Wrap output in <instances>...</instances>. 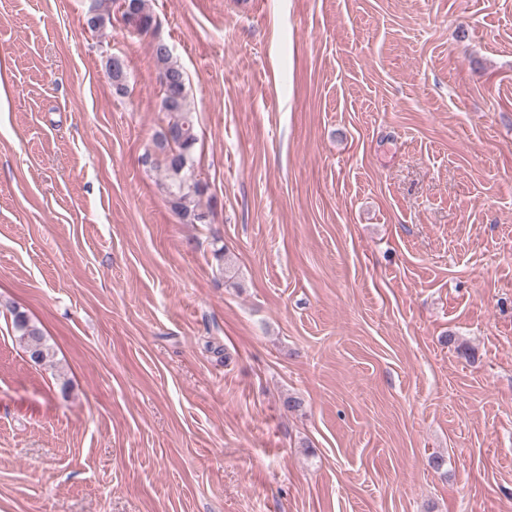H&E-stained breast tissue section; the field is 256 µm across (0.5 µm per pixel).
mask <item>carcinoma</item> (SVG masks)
Listing matches in <instances>:
<instances>
[{
	"label": "carcinoma",
	"mask_w": 512,
	"mask_h": 512,
	"mask_svg": "<svg viewBox=\"0 0 512 512\" xmlns=\"http://www.w3.org/2000/svg\"><path fill=\"white\" fill-rule=\"evenodd\" d=\"M129 2L131 9L121 12L126 24L138 30L152 28L153 17L146 7V0H92L87 22L91 30L99 31L112 21V5L122 8ZM152 53L158 66V77L169 79L160 83L162 91L161 111L166 125L157 135L154 148L164 168L160 188L174 213L186 224L203 223L205 210L201 198L205 186L193 177L196 146L199 142L193 112L189 104L186 74L164 44H152ZM12 327L23 344L29 359L35 364L49 361L51 348L41 328L28 315L13 306L9 308Z\"/></svg>",
	"instance_id": "1"
}]
</instances>
